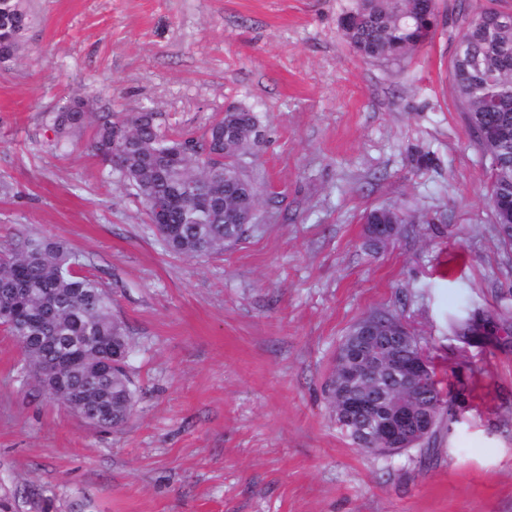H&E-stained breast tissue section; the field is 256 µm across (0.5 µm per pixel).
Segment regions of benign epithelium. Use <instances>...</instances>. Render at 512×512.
Here are the masks:
<instances>
[{"instance_id":"1","label":"benign epithelium","mask_w":512,"mask_h":512,"mask_svg":"<svg viewBox=\"0 0 512 512\" xmlns=\"http://www.w3.org/2000/svg\"><path fill=\"white\" fill-rule=\"evenodd\" d=\"M401 231L402 225L393 222L365 225L366 239L379 247L389 245ZM413 342L403 320L376 312L358 320L336 352V412L344 431L355 443L377 444L375 452L381 456L412 447L431 429L437 401L424 390L430 366L422 352L406 355ZM378 376L412 393V400L386 403Z\"/></svg>"}]
</instances>
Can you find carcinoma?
I'll return each instance as SVG.
<instances>
[{"label": "carcinoma", "instance_id": "cac0c4a2", "mask_svg": "<svg viewBox=\"0 0 512 512\" xmlns=\"http://www.w3.org/2000/svg\"><path fill=\"white\" fill-rule=\"evenodd\" d=\"M491 10L464 15L456 54L451 62L453 92L465 113L475 143L489 164V197L512 195V22L494 24ZM31 21L24 0H0V63L12 60ZM437 8L429 16L414 10L413 0H356L340 20L343 37L365 60L399 64L432 36ZM82 102H66L52 118L59 138L84 124ZM255 116L230 110L223 120L201 134L170 131L157 113L136 112L124 119L112 113L98 117L90 150L141 200L148 220L152 201L169 196L177 205L171 223L195 228L191 234L169 235L155 227L166 248L177 255L199 258L220 255L241 241L250 225L235 224L229 212L254 199L257 190L237 167L224 177V162L204 155L206 139H224V124L240 127L229 143L239 158L247 151V130ZM391 217L404 224L406 216L393 208L365 212L363 222L383 224ZM88 260L50 239L23 235L0 256V325L19 343L37 380L49 375L61 352L78 356L70 372L72 390L82 409L96 418L95 427L118 429L134 412L136 389L129 371L131 345L123 326L112 318V298ZM469 388L460 384L451 403L436 411L430 436L453 424L457 402Z\"/></svg>", "mask_w": 512, "mask_h": 512}]
</instances>
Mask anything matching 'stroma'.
<instances>
[{
    "mask_svg": "<svg viewBox=\"0 0 512 512\" xmlns=\"http://www.w3.org/2000/svg\"><path fill=\"white\" fill-rule=\"evenodd\" d=\"M402 65L366 62L354 0H28L0 63V248L22 234L88 257L134 346L120 430L34 383L0 328V496L10 512H512V249L490 221L487 162L451 90L457 4ZM88 101L58 146L49 114ZM252 108L240 163L259 208L224 253H170L88 149L97 115L149 110L203 129ZM376 207L417 215L385 251ZM400 315L442 380L475 386L436 451L355 447L322 389L349 328ZM474 315L481 333L450 320Z\"/></svg>",
    "mask_w": 512,
    "mask_h": 512,
    "instance_id": "35a3bbf8",
    "label": "stroma"
}]
</instances>
